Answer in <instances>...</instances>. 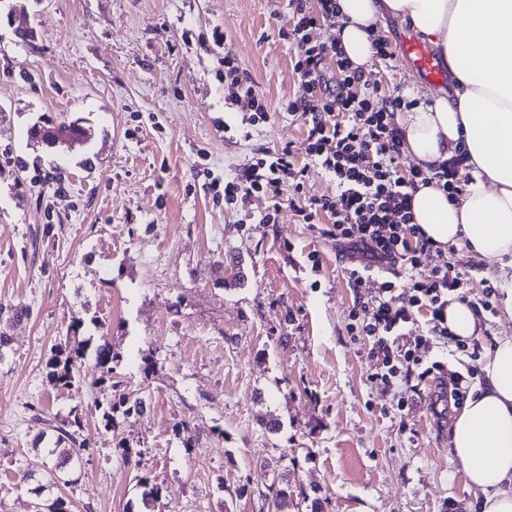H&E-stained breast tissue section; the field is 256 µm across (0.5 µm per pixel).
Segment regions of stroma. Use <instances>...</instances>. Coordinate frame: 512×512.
Here are the masks:
<instances>
[{"label":"stroma","mask_w":512,"mask_h":512,"mask_svg":"<svg viewBox=\"0 0 512 512\" xmlns=\"http://www.w3.org/2000/svg\"><path fill=\"white\" fill-rule=\"evenodd\" d=\"M20 10L28 42L10 22ZM288 19V0H0V305L23 314L0 363V512H46L60 495L72 512H141L142 475L161 492L156 512H273L276 474L294 493L287 512H479L448 453L458 406L433 413V378L373 380L371 340L347 330L356 297L390 273L353 292L327 222L285 206L261 224L264 196L239 211L214 196L258 148L289 143L308 161L302 120L281 110L298 88L278 35ZM407 35L388 20L390 56L366 74L379 98L433 91L401 54ZM228 49L269 123L248 127L245 106L225 104ZM67 118L86 140L55 150L28 136ZM451 260L468 297L491 303L479 346L512 336V266L460 248ZM75 321L87 335L109 326L146 414L105 430L90 359L83 386L48 383L50 349ZM427 358L481 379L479 354L457 340ZM75 406L88 455L63 487L49 480L55 457L32 445L34 415ZM271 416L278 432L261 424Z\"/></svg>","instance_id":"obj_1"}]
</instances>
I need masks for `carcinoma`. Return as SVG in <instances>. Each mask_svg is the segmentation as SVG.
<instances>
[{
  "mask_svg": "<svg viewBox=\"0 0 512 512\" xmlns=\"http://www.w3.org/2000/svg\"><path fill=\"white\" fill-rule=\"evenodd\" d=\"M30 138L52 149L64 145L71 140H79L86 134L79 121H44L34 124L29 128ZM20 320L17 315H7L0 309V362L3 361L6 350L10 346L11 338L6 326ZM81 325L72 324L68 327L65 338L51 348V356L46 362V378L53 386L59 389H70L80 381V368L87 353V346L75 340L79 334ZM102 329L100 341L94 348L96 365L99 373L91 381V387L99 390L101 398L96 401V409L100 412L101 422L105 429H114L117 426L118 416L127 417L133 413L141 414L146 408L143 401L129 404L121 387L117 367L120 363V355L115 352L108 338V331L100 324ZM82 426V420L78 408H72L68 415L59 422L48 424V429L55 437L54 447L60 449L64 462L75 466L80 464L83 448L77 439V431ZM273 505L277 510H282L288 503V487L280 484H271L268 489Z\"/></svg>",
  "mask_w": 512,
  "mask_h": 512,
  "instance_id": "obj_1",
  "label": "carcinoma"
}]
</instances>
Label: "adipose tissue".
Masks as SVG:
<instances>
[{
  "label": "adipose tissue",
  "instance_id": "ef3b65f1",
  "mask_svg": "<svg viewBox=\"0 0 512 512\" xmlns=\"http://www.w3.org/2000/svg\"><path fill=\"white\" fill-rule=\"evenodd\" d=\"M336 35L353 66L369 68L372 43L397 20L447 65L449 89L395 112L404 154L424 171L464 159L470 181L456 201L419 185L412 211L435 245L479 259H512V0H338ZM483 380L468 395L448 451L482 512H512V336L481 359Z\"/></svg>",
  "mask_w": 512,
  "mask_h": 512
}]
</instances>
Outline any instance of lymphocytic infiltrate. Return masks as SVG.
Returning a JSON list of instances; mask_svg holds the SVG:
<instances>
[{
  "mask_svg": "<svg viewBox=\"0 0 512 512\" xmlns=\"http://www.w3.org/2000/svg\"><path fill=\"white\" fill-rule=\"evenodd\" d=\"M288 6L289 23L279 34L294 49L298 89L285 110L304 121L311 164L298 166L288 144L257 149L250 162L225 181L224 206L241 208L253 195H265L270 205L259 221L271 224L287 202L284 189H292L294 197L287 203L303 223L328 217L330 237L345 248L351 261V288H362L376 270L400 267L413 283L411 295L396 294L394 282H387L372 302L369 321H360L353 309L348 327L353 334L372 338V354L381 363L374 379L387 384L397 377L433 375L442 370V363L435 361L427 367L423 359L434 340L448 339L445 312L451 301L467 299V280L448 262L430 275L420 273L421 257L433 245L414 224L411 201L419 180L427 175L418 168H405L399 133L392 122L394 112L408 102L400 94L377 101L376 87L363 70L351 66L337 37L325 42L311 39L310 32L318 24L335 25L336 0H288ZM329 58L335 59L339 78L327 76L325 61ZM224 88L230 101L248 102L250 125L269 122L266 101L229 50L224 53ZM313 166L335 183V196L305 194ZM420 314L428 318L426 335L405 340V327Z\"/></svg>",
  "mask_w": 512,
  "mask_h": 512,
  "instance_id": "obj_1",
  "label": "lymphocytic infiltrate"
}]
</instances>
